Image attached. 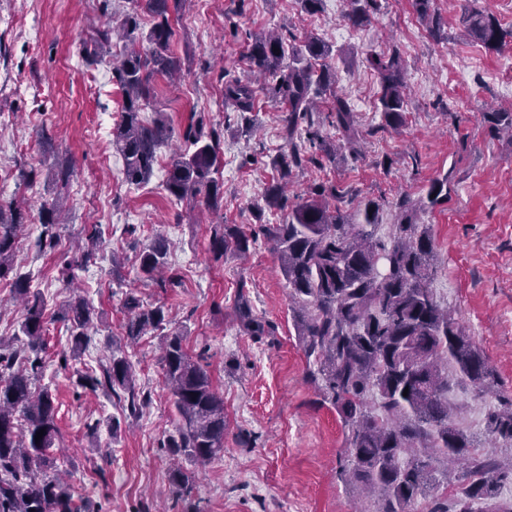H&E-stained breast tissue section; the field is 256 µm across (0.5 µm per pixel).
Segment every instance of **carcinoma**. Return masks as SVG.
Returning a JSON list of instances; mask_svg holds the SVG:
<instances>
[{
  "mask_svg": "<svg viewBox=\"0 0 512 512\" xmlns=\"http://www.w3.org/2000/svg\"><path fill=\"white\" fill-rule=\"evenodd\" d=\"M346 19L353 26L368 22L378 8L377 0H346ZM185 0H144L153 24L143 33L139 14L128 12L99 32L92 61L110 53L112 34L118 33L124 50L112 62V76L123 93L121 120L112 131V145L123 160L125 181L141 185L149 181L157 164L161 144L172 128L160 116L152 123L140 113L150 103L151 80L171 77L181 69L170 51L174 36L171 14ZM436 0H413L418 17L430 33L441 36ZM460 22L474 41L490 51L512 43V27L505 28L485 10L469 8ZM332 47L318 37L297 46L280 34H256L249 60L257 73L271 79L268 93L288 103L281 115L283 137L293 141L299 131L315 152L327 157L334 150L315 126L312 110L317 100L333 92L330 112L342 130L351 151L358 149V131L353 109L346 97L334 91L336 71L314 63L330 56ZM370 64L380 84L379 109L382 127L397 130L405 123L406 72L398 53L374 55ZM254 89L240 80L224 82V105L242 114L253 111ZM492 128L512 131V111L482 113ZM189 149L172 157L164 189L179 201L221 209L224 183L219 177L220 135L204 132L198 121L185 130ZM307 162H317L292 147L272 161L277 172L265 188L263 201L272 209H288L281 224H264L260 232L273 242L281 272L290 288L300 345L312 360V379L320 383L324 398L336 409L347 430L349 464L345 473L359 485L376 506L375 512H416L424 500L428 512H512V502L499 499L498 486L512 479V461L505 464L496 454L472 453L470 434L452 418L448 372L468 382L475 395L491 392L492 369L459 322L437 301L430 288L434 272V246L428 227L415 223L420 210L448 201L449 177L431 181L426 195L398 202L401 222L388 243L375 237L381 205L370 198L350 196L334 185H320L288 204L287 188ZM356 202L354 213L345 202ZM60 198L44 202L40 210V243L55 247L58 241ZM26 228L18 207H0V281H12L14 299L22 306L21 332L26 341L13 347L0 339V512H79L72 486L61 476L45 471L49 450L59 439L57 407L48 389H35L42 372L40 352L46 333V304L31 290L30 277L16 268L14 257L18 233ZM250 238L234 224L211 225L209 249L215 259L240 256L249 251ZM87 249L60 269L70 283L74 270L88 264ZM145 277L164 288L174 283L168 275V247L157 239L139 256ZM128 318L124 338L130 343L170 323L164 307L146 308L130 295L125 300ZM243 331L263 336L266 324L257 318L244 295L236 301ZM55 318L69 332L71 350L84 348L93 314L77 300L62 306ZM162 367L174 407L180 417L177 435L163 447L172 456H186L207 464L224 451V399L210 374L188 353L182 334L164 335ZM133 365L112 356L100 374L80 377V386L92 391L126 395L128 409L137 410ZM44 431L40 440L36 432ZM486 432L493 441L512 444V404L490 413ZM459 469L460 485L449 498L439 492L437 467ZM169 481L181 498L191 495V477L172 467Z\"/></svg>",
  "mask_w": 512,
  "mask_h": 512,
  "instance_id": "cac0c4a2",
  "label": "carcinoma"
}]
</instances>
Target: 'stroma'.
<instances>
[{"label":"stroma","instance_id":"stroma-1","mask_svg":"<svg viewBox=\"0 0 512 512\" xmlns=\"http://www.w3.org/2000/svg\"><path fill=\"white\" fill-rule=\"evenodd\" d=\"M362 27L351 26L345 0H323L316 14L300 0H187L173 22L171 49L182 78L153 80L154 100L144 115L162 112L173 136L159 151L150 181L125 182L123 161L112 147L123 98L108 63L87 59L99 30L113 16L136 10L137 0H0V204H19L27 228L15 263L31 276L48 313L80 298L93 309L90 341L72 356L63 323L49 324L44 337L47 366L40 383L58 408L55 467L66 472L75 500L96 512H363L364 502L341 478L348 450L332 405L311 377L293 315L288 283L263 224L284 217L259 203L275 171L272 158L287 144L279 106L245 55L250 36L287 29L296 41L315 36L328 42L336 88L346 95L363 136L357 153L307 164L291 187L305 194L321 184L355 191L382 205L375 229L387 240L400 221L402 195H425L433 179L449 176L447 203L420 212L431 233L437 263L430 286L493 368L492 393L475 397L467 384L448 400L458 427L483 432L501 400L512 399V137L496 133L482 114L488 106L512 110V89L499 75L512 73V46L485 49L464 32L463 6L489 10L512 26V0H436L444 39L432 37L412 0H379ZM398 52L407 69L406 123L382 128L378 78L372 53ZM252 83V125L224 106V80ZM221 135L224 220L256 239L243 256L213 261L207 251L205 210L171 200L162 183L169 157L181 145L190 116ZM68 163V185L52 175ZM34 169V181L20 173ZM64 200L61 240L40 251L39 207ZM99 225L96 256L77 270L73 284L59 278L62 264L86 245V231ZM169 248L177 284L162 288L145 278L135 260L156 237ZM124 265L112 271V255ZM144 306H165L171 326L191 355H203L224 399V451L209 464L185 463L193 477L190 497L178 498L168 481L170 455L162 443L175 434L179 416L161 367V332L126 346L122 326L127 294ZM245 295L262 336L245 334L234 302ZM123 347L147 396L129 414L112 395L80 387L79 375L96 373L116 347ZM97 424L90 432L89 424Z\"/></svg>","mask_w":512,"mask_h":512}]
</instances>
